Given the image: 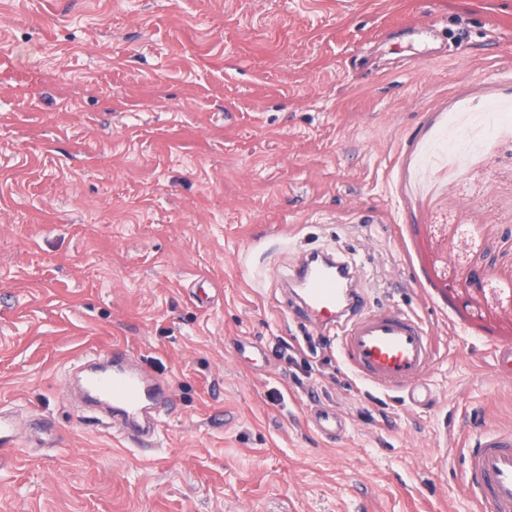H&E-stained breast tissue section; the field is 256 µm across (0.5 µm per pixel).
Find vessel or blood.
<instances>
[{
  "mask_svg": "<svg viewBox=\"0 0 512 512\" xmlns=\"http://www.w3.org/2000/svg\"><path fill=\"white\" fill-rule=\"evenodd\" d=\"M358 269L335 253L312 252L292 268L289 286L299 295V313L311 323L336 327L342 361L372 388L424 404L425 382L434 362L432 339L414 316L392 305L368 307ZM87 352L78 379L89 417L110 411L112 429L127 444L150 450L158 426L174 406L169 386L121 347L111 364ZM309 422L328 440L339 439L346 419L329 406H316ZM22 444L20 433L0 420V460ZM467 488L482 512H512V429L476 428L463 451Z\"/></svg>",
  "mask_w": 512,
  "mask_h": 512,
  "instance_id": "obj_1",
  "label": "vessel or blood"
}]
</instances>
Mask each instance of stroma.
<instances>
[{"instance_id": "35a3bbf8", "label": "stroma", "mask_w": 512, "mask_h": 512, "mask_svg": "<svg viewBox=\"0 0 512 512\" xmlns=\"http://www.w3.org/2000/svg\"><path fill=\"white\" fill-rule=\"evenodd\" d=\"M308 248L421 319L428 404H377L292 312ZM509 343L512 0H0V512H476L459 450L512 427ZM115 345L172 389L150 458L65 388ZM314 431L327 440H338L343 435L346 419L330 406L317 405L309 416ZM20 433L9 423L2 420L0 415V460L1 464L9 461L16 448L22 446Z\"/></svg>"}]
</instances>
